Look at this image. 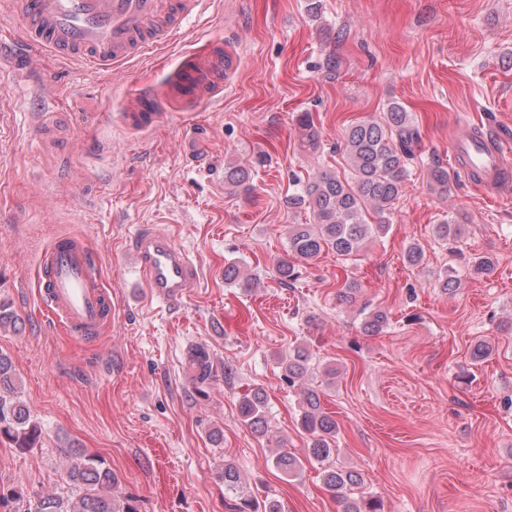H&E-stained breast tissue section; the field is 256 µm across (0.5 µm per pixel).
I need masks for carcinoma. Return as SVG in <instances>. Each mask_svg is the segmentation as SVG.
<instances>
[{
	"label": "carcinoma",
	"instance_id": "carcinoma-1",
	"mask_svg": "<svg viewBox=\"0 0 512 512\" xmlns=\"http://www.w3.org/2000/svg\"><path fill=\"white\" fill-rule=\"evenodd\" d=\"M301 142L315 148L318 132L306 118L298 121ZM420 150V132L411 115L399 103H392L378 120L358 122L349 127L345 136V153L351 176L339 177L324 172L301 183L288 196V207L307 209L312 213L309 224H294L288 239V254L310 260L324 251L350 257L361 251L365 242L389 230L388 215L405 189L408 165ZM433 189L448 191V169L434 165L429 171ZM250 180L248 169L224 166V185L240 187ZM378 216L375 224L367 220ZM465 233L457 221L435 225V236L443 243H457ZM498 265L497 257L489 254L468 258V271L474 277L491 275ZM388 321L385 312L370 313L364 320V331L381 332ZM310 355L297 347L280 361L283 376L295 383L309 370ZM16 373L10 357L0 351V439L5 438L21 450L34 448L40 442L41 429L24 403L14 396ZM301 427L308 435L306 456L325 462L335 452L336 420L321 406L313 390L302 395ZM266 396L260 389L245 395L239 406L243 421L254 431H267ZM67 483L72 495L63 498L55 493L37 498L24 512H140L132 497L116 499L112 487L117 476L106 460L94 454L75 452L66 468ZM323 484L336 492L343 503V512H377L376 505L347 492L363 484L362 476L354 471L327 467L322 471ZM224 489L240 500L238 512H280L274 501H259L242 490V480L236 466L224 464Z\"/></svg>",
	"mask_w": 512,
	"mask_h": 512
}]
</instances>
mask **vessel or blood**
Segmentation results:
<instances>
[{"label": "vessel or blood", "mask_w": 512, "mask_h": 512, "mask_svg": "<svg viewBox=\"0 0 512 512\" xmlns=\"http://www.w3.org/2000/svg\"><path fill=\"white\" fill-rule=\"evenodd\" d=\"M211 0H12L24 22L29 57L49 52L115 72L121 64L166 44L186 19L202 16ZM231 59L223 45L183 59L169 81L128 97L120 114L130 131L145 132L171 101L220 102ZM456 164L478 173L477 185L499 192L512 185V158L490 137L461 136ZM130 249L152 297L175 304L196 285L193 260L163 230L140 227ZM38 294L55 326L82 341L96 340L112 325V293L104 287L99 258L81 235H64L43 249L37 263Z\"/></svg>", "instance_id": "obj_1"}]
</instances>
